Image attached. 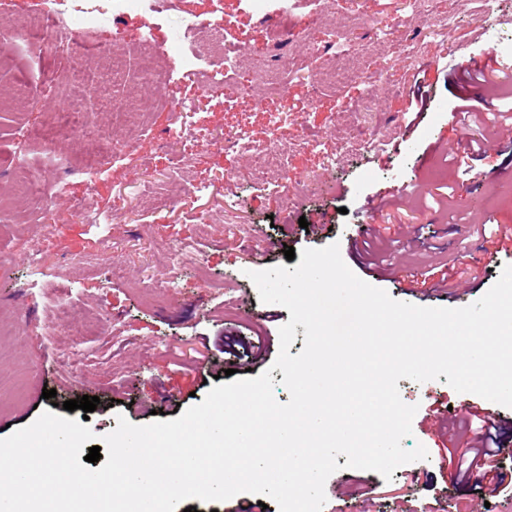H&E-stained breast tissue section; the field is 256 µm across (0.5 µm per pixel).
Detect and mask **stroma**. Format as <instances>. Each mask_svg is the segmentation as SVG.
<instances>
[{"instance_id": "obj_1", "label": "stroma", "mask_w": 512, "mask_h": 512, "mask_svg": "<svg viewBox=\"0 0 512 512\" xmlns=\"http://www.w3.org/2000/svg\"><path fill=\"white\" fill-rule=\"evenodd\" d=\"M55 0H0V31L12 33L0 61V438L64 401L96 396L94 412L74 410L97 436L117 426L177 419L202 402L227 369L238 378L270 372L279 402L290 399L273 366L288 309L261 302L253 271L285 265L283 250L338 244L345 264L392 298L425 307L460 308L483 296L512 251L486 255L512 207L496 205V187L512 185V141L493 133L488 114L512 106L496 88L512 83L497 65L488 82L464 93L448 70L457 48L481 60L512 28L487 20L482 0H130L119 18L100 16L95 39L59 48L30 28ZM448 20L446 35L427 20ZM218 24L233 57L212 60L191 25ZM165 78L141 80L140 36ZM122 56L120 82L101 48ZM383 81L329 77L344 47ZM294 59L283 81L260 83L281 57ZM251 87L248 102L201 96L186 60ZM131 103L133 117L98 111V100ZM478 118L450 127L462 105ZM78 114L79 137L59 145L69 175L44 160L51 122ZM236 134L272 141L285 173L257 177L249 153L217 151L207 137ZM487 137L484 154L468 142ZM27 161L31 190H16L10 162ZM94 164L93 178L85 165ZM236 193L225 196L224 176ZM65 177L64 193L46 185ZM92 198L94 217L78 208ZM307 228H300L299 218ZM376 221V242L392 258L373 275L355 251L362 227ZM423 283L399 288L408 274ZM98 318L100 330L69 343L71 324ZM56 390L43 398V388ZM417 405L406 448L428 459L399 467L392 479L347 467L325 484L323 512H512V484L499 492L452 484L422 419L429 409L468 396L446 376L398 382Z\"/></svg>"}]
</instances>
